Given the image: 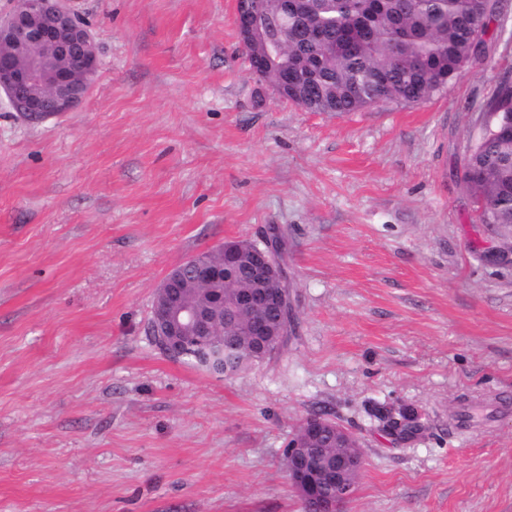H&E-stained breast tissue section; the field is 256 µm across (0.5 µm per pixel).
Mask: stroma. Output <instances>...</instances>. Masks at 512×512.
Segmentation results:
<instances>
[{"label": "stroma", "instance_id": "stroma-1", "mask_svg": "<svg viewBox=\"0 0 512 512\" xmlns=\"http://www.w3.org/2000/svg\"><path fill=\"white\" fill-rule=\"evenodd\" d=\"M76 5L83 103L0 104V512H302L318 413L361 445L346 512H512V264L461 181L512 19L429 102L336 114L253 76L234 0ZM272 225L296 339L232 376L160 354L167 273Z\"/></svg>", "mask_w": 512, "mask_h": 512}]
</instances>
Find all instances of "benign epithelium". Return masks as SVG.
Returning a JSON list of instances; mask_svg holds the SVG:
<instances>
[{
  "label": "benign epithelium",
  "instance_id": "1",
  "mask_svg": "<svg viewBox=\"0 0 512 512\" xmlns=\"http://www.w3.org/2000/svg\"><path fill=\"white\" fill-rule=\"evenodd\" d=\"M239 39L253 54L252 73L261 78L274 69L282 55L283 40L271 32L270 18L257 14L247 0L237 9ZM98 69V49L93 29L80 18L74 0H18L13 9L0 16V102L26 122L38 124L75 110L87 96ZM280 244L245 249L238 244L221 248L220 263L193 261L195 287L209 294L210 303L197 305L182 297L181 277L170 271L157 286L152 306L154 326L172 349L187 336H214L218 312L224 310V293L219 281L244 269L252 287L233 299V306L253 309L258 315L247 326L259 347L271 340L282 343L287 335L282 318L272 323L268 314L282 313L291 305L290 287L284 264L278 257ZM206 360L220 374L232 375L246 361L224 344L212 343ZM288 478L305 500L310 512H341L349 496V475L361 470L362 456L336 457V469H327L311 448H288Z\"/></svg>",
  "mask_w": 512,
  "mask_h": 512
}]
</instances>
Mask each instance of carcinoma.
Instances as JSON below:
<instances>
[{
	"mask_svg": "<svg viewBox=\"0 0 512 512\" xmlns=\"http://www.w3.org/2000/svg\"><path fill=\"white\" fill-rule=\"evenodd\" d=\"M509 0H304L288 11L282 66L305 83L285 94L309 112H358L379 103L420 104L442 93L467 66L486 57ZM321 35L305 39L306 30ZM482 112L487 120L471 138L463 183L478 201L485 223L512 232V71L499 78ZM146 334L169 359L201 366L202 348L186 340L168 353L147 323ZM316 442L296 428L288 444L316 447L326 462L348 453L336 447L337 423Z\"/></svg>",
	"mask_w": 512,
	"mask_h": 512,
	"instance_id": "obj_1",
	"label": "carcinoma"
}]
</instances>
